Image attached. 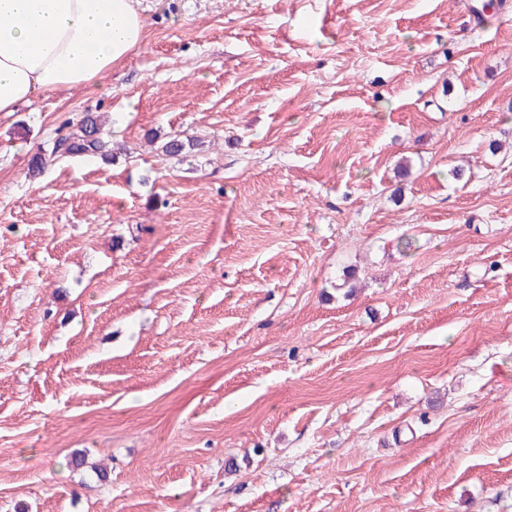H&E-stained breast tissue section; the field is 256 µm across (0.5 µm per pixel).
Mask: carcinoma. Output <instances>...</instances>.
Returning <instances> with one entry per match:
<instances>
[{
    "mask_svg": "<svg viewBox=\"0 0 512 512\" xmlns=\"http://www.w3.org/2000/svg\"><path fill=\"white\" fill-rule=\"evenodd\" d=\"M194 142L183 141L177 136L168 139L162 146V152L167 156L179 155ZM112 153L110 141L104 137V132L97 120L91 116L70 124L67 134L55 139L54 145L45 151L36 154L30 162V175L42 174L50 165L51 158H81V157H107Z\"/></svg>",
    "mask_w": 512,
    "mask_h": 512,
    "instance_id": "carcinoma-1",
    "label": "carcinoma"
}]
</instances>
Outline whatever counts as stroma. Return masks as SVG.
I'll list each match as a JSON object with an SVG mask.
<instances>
[{
  "label": "stroma",
  "instance_id": "obj_1",
  "mask_svg": "<svg viewBox=\"0 0 512 512\" xmlns=\"http://www.w3.org/2000/svg\"><path fill=\"white\" fill-rule=\"evenodd\" d=\"M502 2L138 0L0 115V512H512ZM69 125L70 130L67 134L55 139L49 149L39 152L32 158L29 168L31 176L42 174L49 165H52L49 161L55 157H59L58 160L81 157L104 158L112 153V148L109 147L111 143L104 137V132L95 118L86 116L76 124ZM55 144L56 149H54ZM60 148L63 149L62 152L55 155L56 150Z\"/></svg>",
  "mask_w": 512,
  "mask_h": 512
}]
</instances>
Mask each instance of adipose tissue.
Here are the masks:
<instances>
[{
    "label": "adipose tissue",
    "mask_w": 512,
    "mask_h": 512,
    "mask_svg": "<svg viewBox=\"0 0 512 512\" xmlns=\"http://www.w3.org/2000/svg\"><path fill=\"white\" fill-rule=\"evenodd\" d=\"M134 0H0V113L96 83L144 38Z\"/></svg>",
    "instance_id": "ef3b65f1"
}]
</instances>
